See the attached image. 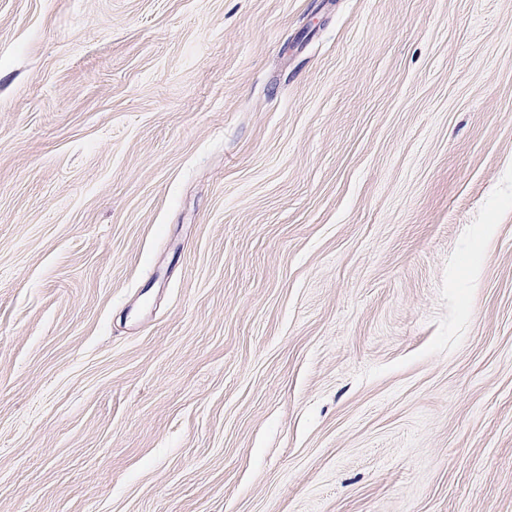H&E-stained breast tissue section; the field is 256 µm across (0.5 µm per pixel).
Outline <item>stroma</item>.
I'll use <instances>...</instances> for the list:
<instances>
[{
  "mask_svg": "<svg viewBox=\"0 0 512 512\" xmlns=\"http://www.w3.org/2000/svg\"><path fill=\"white\" fill-rule=\"evenodd\" d=\"M0 512H512V0H0Z\"/></svg>",
  "mask_w": 512,
  "mask_h": 512,
  "instance_id": "35a3bbf8",
  "label": "stroma"
}]
</instances>
